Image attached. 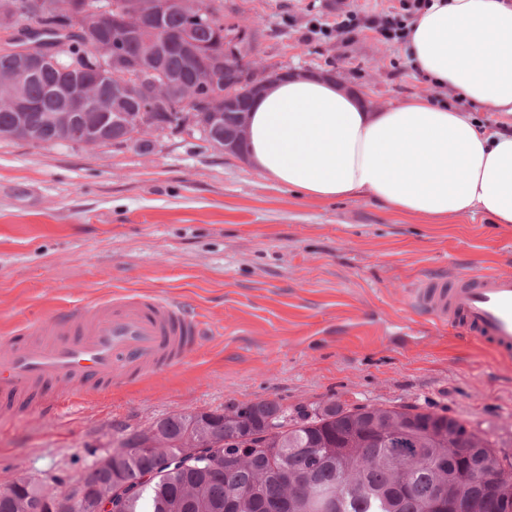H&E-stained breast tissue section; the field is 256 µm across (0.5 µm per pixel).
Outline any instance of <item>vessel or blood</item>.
I'll return each instance as SVG.
<instances>
[{"label":"vessel or blood","instance_id":"obj_1","mask_svg":"<svg viewBox=\"0 0 512 512\" xmlns=\"http://www.w3.org/2000/svg\"><path fill=\"white\" fill-rule=\"evenodd\" d=\"M407 307L437 327L512 356V275L456 271L421 279ZM209 328L187 302L160 294L118 296L54 314L0 341V416L17 404L63 415L70 403L51 382L70 381L78 398L181 365Z\"/></svg>","mask_w":512,"mask_h":512}]
</instances>
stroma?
<instances>
[{
  "label": "stroma",
  "mask_w": 512,
  "mask_h": 512,
  "mask_svg": "<svg viewBox=\"0 0 512 512\" xmlns=\"http://www.w3.org/2000/svg\"><path fill=\"white\" fill-rule=\"evenodd\" d=\"M386 5L224 0V14L256 32L264 65L332 72L375 108L419 96L473 110L409 77L401 47L370 33L302 38L315 16ZM476 113L495 128L492 113ZM484 268L512 274L511 225L298 197L196 135L166 131L146 147L0 139V339L61 309L148 292L189 301L211 329L182 365L100 391L67 416L18 409L0 426V487L18 475L79 476L170 414L260 400L429 405L512 457V359L406 308L422 275Z\"/></svg>",
  "instance_id": "1"
}]
</instances>
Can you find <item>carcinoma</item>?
Segmentation results:
<instances>
[{
  "instance_id": "carcinoma-1",
  "label": "carcinoma",
  "mask_w": 512,
  "mask_h": 512,
  "mask_svg": "<svg viewBox=\"0 0 512 512\" xmlns=\"http://www.w3.org/2000/svg\"><path fill=\"white\" fill-rule=\"evenodd\" d=\"M64 0H0V132L22 126L35 145H64L68 139L51 122L64 107L59 89L92 77L96 94L112 104L103 118L85 113L91 134L106 145L137 141L126 118L139 115V103L122 87V78L102 69L94 56L88 30L113 41L115 53L145 62L147 67L183 84L198 83V72L210 71L217 81L208 90L217 97H244L239 79L224 71V40L239 24L224 19V0H174L160 16L161 32L126 36L100 24L95 16H70ZM114 10L155 9L156 0H109ZM208 9L215 25L193 22ZM180 38L198 53L165 50L162 34ZM37 44L40 69L23 81L14 77L19 49ZM19 95L33 103L27 112L14 110ZM239 109L223 112L218 127L203 134L215 148L237 140ZM147 126L180 131L178 113L168 100L144 117ZM158 436L140 446L135 434L121 444L123 459L115 469L95 463L70 482V512H99L103 502L121 494L119 512H349L364 503L367 512H428L433 490L453 486L448 503L462 512H512V486L491 490L469 481L466 473L499 461L497 445L488 436L445 413L419 406L347 407L334 402L313 411L288 412L274 401H259L217 413H176L154 425ZM462 452L450 455L448 449ZM55 490L24 480L0 491V512H47L46 499Z\"/></svg>"
}]
</instances>
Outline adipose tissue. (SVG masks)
<instances>
[{"label":"adipose tissue","mask_w":512,"mask_h":512,"mask_svg":"<svg viewBox=\"0 0 512 512\" xmlns=\"http://www.w3.org/2000/svg\"><path fill=\"white\" fill-rule=\"evenodd\" d=\"M403 50L409 76L455 104L411 97L376 110L333 79L284 77L253 103L252 165L301 197H369L436 223L479 210L512 225V130H482L457 106L512 114V0H429Z\"/></svg>","instance_id":"obj_1"}]
</instances>
